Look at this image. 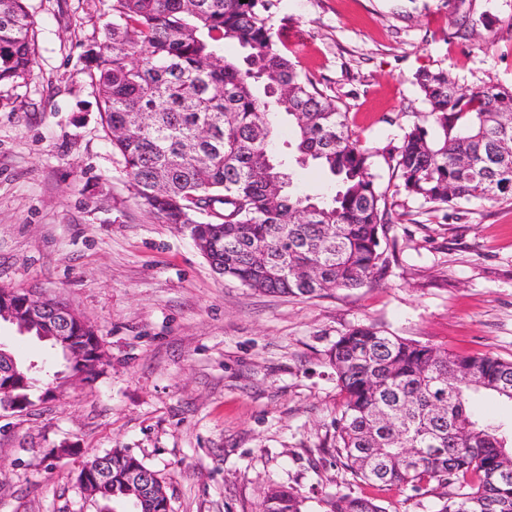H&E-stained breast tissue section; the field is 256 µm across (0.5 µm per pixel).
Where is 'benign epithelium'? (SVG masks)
<instances>
[{"label":"benign epithelium","instance_id":"obj_1","mask_svg":"<svg viewBox=\"0 0 512 512\" xmlns=\"http://www.w3.org/2000/svg\"><path fill=\"white\" fill-rule=\"evenodd\" d=\"M16 327L22 334H33L58 351L65 367L87 364L94 374L107 366V355L96 329L79 313L59 299L35 290L8 288L0 290V323ZM27 379L16 358L0 344V411L23 412L30 405ZM78 485L91 496L106 492L112 485V464L103 461L92 479L87 474L76 477Z\"/></svg>","mask_w":512,"mask_h":512}]
</instances>
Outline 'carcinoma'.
<instances>
[{
  "mask_svg": "<svg viewBox=\"0 0 512 512\" xmlns=\"http://www.w3.org/2000/svg\"><path fill=\"white\" fill-rule=\"evenodd\" d=\"M272 0H109L111 20L87 45L84 71L101 119L141 205L194 236L206 259L260 293L313 299L357 289L387 262L389 195L430 210L473 200L512 204V88L466 89L445 69L415 74L433 127L414 122L384 159L397 180L381 189L378 152L363 147L336 99L299 71L278 44ZM448 0L452 37L475 22ZM25 0H0V84L28 79L34 49ZM226 43L243 50L221 54ZM314 164L331 194L293 188L291 164ZM343 401L336 454L353 478L377 486L453 487L439 512H512V428L475 413L491 396L512 405V361L448 352L369 325L328 350ZM114 500L146 464L113 448ZM163 492L139 512H170ZM320 512H386L374 499L336 492ZM260 512H307L293 487L270 489Z\"/></svg>",
  "mask_w": 512,
  "mask_h": 512,
  "instance_id": "obj_1",
  "label": "carcinoma"
}]
</instances>
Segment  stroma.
I'll return each instance as SVG.
<instances>
[{
    "instance_id": "obj_1",
    "label": "stroma",
    "mask_w": 512,
    "mask_h": 512,
    "mask_svg": "<svg viewBox=\"0 0 512 512\" xmlns=\"http://www.w3.org/2000/svg\"><path fill=\"white\" fill-rule=\"evenodd\" d=\"M107 0H26L34 65L0 85V287L35 288L96 326L110 363L95 381L0 413V512H99L75 476L129 448L168 486L172 512H259L266 492L374 497L388 512H438L447 488L355 481L334 448L342 400L326 353L375 325L455 353L512 361V205L428 211L398 195L389 262L375 282L315 299L256 292L215 273L180 225L139 205L107 138L83 51ZM293 62L322 83L382 156L424 112L417 71L512 87V0L449 35L445 0H274Z\"/></svg>"
}]
</instances>
